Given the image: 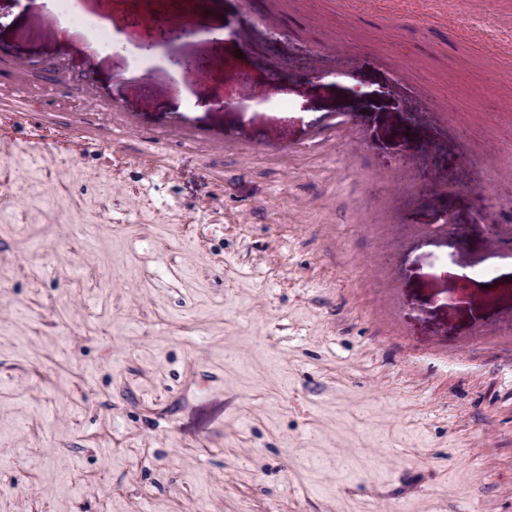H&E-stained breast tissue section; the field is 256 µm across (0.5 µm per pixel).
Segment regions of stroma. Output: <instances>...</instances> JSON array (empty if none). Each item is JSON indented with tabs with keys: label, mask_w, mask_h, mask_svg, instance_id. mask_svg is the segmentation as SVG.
Segmentation results:
<instances>
[{
	"label": "stroma",
	"mask_w": 512,
	"mask_h": 512,
	"mask_svg": "<svg viewBox=\"0 0 512 512\" xmlns=\"http://www.w3.org/2000/svg\"><path fill=\"white\" fill-rule=\"evenodd\" d=\"M176 8L0 0V512H512V0ZM166 18H147L145 20V22L152 27L155 42H173L181 38L190 37L195 34L196 31L190 27H179L188 20V15L186 13H177L175 15H172L168 19V25L172 28H179L172 29L174 32L171 35H168V33H171L170 31L164 34L162 32L163 27H161L159 24L163 23Z\"/></svg>",
	"instance_id": "stroma-1"
}]
</instances>
